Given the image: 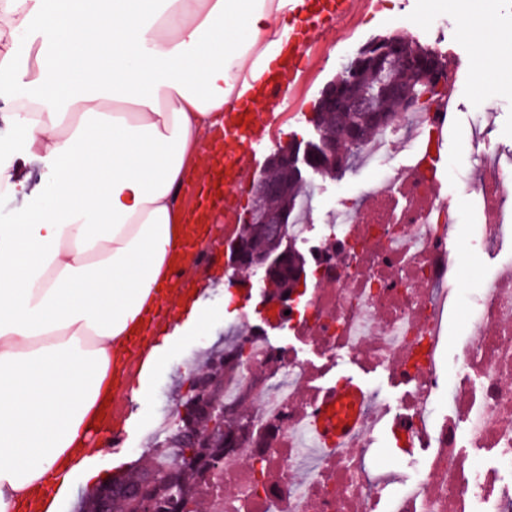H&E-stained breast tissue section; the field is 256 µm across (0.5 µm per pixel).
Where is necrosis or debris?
Here are the masks:
<instances>
[{
  "mask_svg": "<svg viewBox=\"0 0 512 512\" xmlns=\"http://www.w3.org/2000/svg\"><path fill=\"white\" fill-rule=\"evenodd\" d=\"M457 118L448 92L359 149V166L380 178L312 245L315 281L281 318L295 345L252 329L239 338L247 357L224 402L246 407L247 428L223 453L206 512H512V156L474 130L475 240L460 236L441 176L390 163L422 155ZM472 246L498 264L466 288L459 256ZM461 312L477 331L448 340ZM300 344L321 363L300 358ZM340 355L387 373L402 394L391 403L365 390L358 430L327 443L312 422L342 388L320 383Z\"/></svg>",
  "mask_w": 512,
  "mask_h": 512,
  "instance_id": "1",
  "label": "necrosis or debris"
}]
</instances>
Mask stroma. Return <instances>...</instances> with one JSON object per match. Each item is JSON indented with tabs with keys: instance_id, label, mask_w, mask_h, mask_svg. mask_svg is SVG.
Returning a JSON list of instances; mask_svg holds the SVG:
<instances>
[{
	"instance_id": "1",
	"label": "stroma",
	"mask_w": 512,
	"mask_h": 512,
	"mask_svg": "<svg viewBox=\"0 0 512 512\" xmlns=\"http://www.w3.org/2000/svg\"><path fill=\"white\" fill-rule=\"evenodd\" d=\"M349 6L357 11L353 20L323 27L310 59V74L292 92L294 108L278 115L257 111V122L269 137L263 149L241 158L244 181L234 189L240 207L222 213L219 240L208 247L203 262L179 280L180 287L196 290L203 324L182 318L165 328L167 342L153 368L149 393L133 398L121 395L114 401L124 431L121 447L103 440L90 464L92 478H75L77 494L63 512H77L79 493L90 491L99 479L112 476L148 448L161 408L175 407L184 393L196 351L222 342L225 327L237 324L240 310L248 311L250 325L261 324L258 299L239 306L225 286V247L238 235L252 202L253 185L269 156L285 142L314 139L310 114L322 88L337 75L344 58L369 40L403 35L449 59L448 82L454 88L461 120L443 136L438 171L445 176V191L457 212L461 233L477 238L476 203L465 190L474 174L470 124L476 112H484L492 146L512 151V65L504 58L512 50V0H349ZM374 177V172L358 169L340 179L311 177L309 223H335L340 201L357 199Z\"/></svg>"
}]
</instances>
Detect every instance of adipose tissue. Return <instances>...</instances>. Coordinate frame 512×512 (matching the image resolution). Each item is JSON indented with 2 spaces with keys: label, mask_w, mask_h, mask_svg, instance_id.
<instances>
[{
  "label": "adipose tissue",
  "mask_w": 512,
  "mask_h": 512,
  "mask_svg": "<svg viewBox=\"0 0 512 512\" xmlns=\"http://www.w3.org/2000/svg\"><path fill=\"white\" fill-rule=\"evenodd\" d=\"M304 0H0V192L26 195L24 155L49 169L0 224V512L50 475L60 512L103 404L112 356L182 260L180 189L201 147L283 53Z\"/></svg>",
  "instance_id": "adipose-tissue-1"
}]
</instances>
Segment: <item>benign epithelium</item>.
I'll return each mask as SVG.
<instances>
[{
    "label": "benign epithelium",
    "mask_w": 512,
    "mask_h": 512,
    "mask_svg": "<svg viewBox=\"0 0 512 512\" xmlns=\"http://www.w3.org/2000/svg\"><path fill=\"white\" fill-rule=\"evenodd\" d=\"M405 41L406 38L400 35L384 37L359 50L354 56L347 57L343 62L341 73L322 89L311 116H316L319 110L326 108L330 111L332 121L343 123L347 120L350 112L381 111L379 101L386 95L400 96L408 108L413 109L433 94L444 90L447 83V71L441 56L428 49L419 58L412 59L403 52ZM369 58L375 60V70L379 82L375 90L361 91L357 84L358 64ZM401 67H410L423 78L429 88V92L425 96L417 99L392 80V73ZM312 124L316 133L315 140L304 146L299 143L285 145L277 149L270 157V161L288 168L296 177L303 180L310 173L322 174L319 161L332 146L336 145V139L330 135L327 127L315 119L312 120ZM282 191V183L271 177L268 171H263L253 187L254 205L246 213L243 223L257 224L268 234L284 240L288 239L287 220L281 219L273 225L260 207L264 199L277 196ZM287 257L288 252L285 251L274 257H260L252 264L255 270L262 272L264 291L260 293V306L265 314L264 322L270 326L278 324L280 309L288 303L289 299L293 298L291 294L287 296L283 293L267 291L271 268L280 264ZM212 393H224V377L214 376L210 383L194 390L193 403L203 410L204 415L210 419V423L222 425L224 424V407L220 401L210 397ZM178 433L189 439L192 448L206 446L207 440L211 436V430L194 425L181 427L178 429ZM221 462V456L217 455L200 470L195 483V498H201L209 492L206 483L207 475L219 468ZM126 495L132 500L131 512H156L154 501L143 497L136 488H128Z\"/></svg>",
    "instance_id": "1"
}]
</instances>
